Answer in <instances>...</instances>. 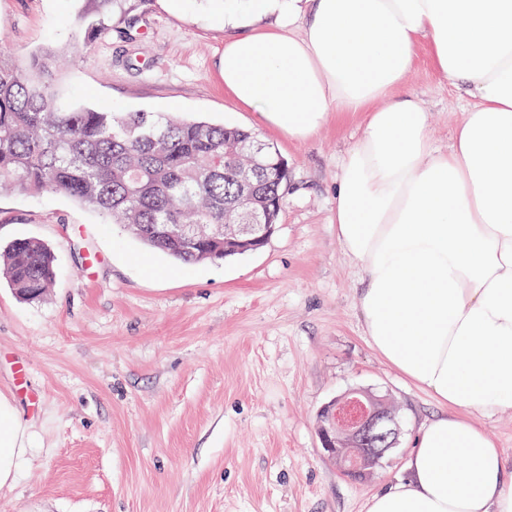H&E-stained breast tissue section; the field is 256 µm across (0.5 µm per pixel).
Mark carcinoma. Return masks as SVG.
<instances>
[{
  "instance_id": "carcinoma-1",
  "label": "carcinoma",
  "mask_w": 512,
  "mask_h": 512,
  "mask_svg": "<svg viewBox=\"0 0 512 512\" xmlns=\"http://www.w3.org/2000/svg\"><path fill=\"white\" fill-rule=\"evenodd\" d=\"M72 50L82 55L104 29L113 0H88ZM61 52L25 60L0 44V191H54L121 224L145 248L181 265L224 259V239L247 219L236 206L238 145L255 141L241 127L186 120L168 112L58 107ZM276 149L253 156V205L275 210L288 188ZM203 225L211 241L182 248L175 236ZM0 273L35 301L50 287L54 257L41 242L16 239L0 253Z\"/></svg>"
}]
</instances>
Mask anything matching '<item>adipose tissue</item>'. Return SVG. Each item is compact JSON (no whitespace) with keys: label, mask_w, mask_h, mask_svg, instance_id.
I'll return each mask as SVG.
<instances>
[{"label":"adipose tissue","mask_w":512,"mask_h":512,"mask_svg":"<svg viewBox=\"0 0 512 512\" xmlns=\"http://www.w3.org/2000/svg\"><path fill=\"white\" fill-rule=\"evenodd\" d=\"M224 91L305 142L358 114L333 222L359 268L382 357L449 411L367 512H512V479L474 415L512 410V0H220ZM472 106L448 149L402 87L419 46ZM0 398V487L23 466Z\"/></svg>","instance_id":"adipose-tissue-1"}]
</instances>
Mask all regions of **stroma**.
Here are the masks:
<instances>
[{"instance_id":"obj_1","label":"stroma","mask_w":512,"mask_h":512,"mask_svg":"<svg viewBox=\"0 0 512 512\" xmlns=\"http://www.w3.org/2000/svg\"><path fill=\"white\" fill-rule=\"evenodd\" d=\"M86 0H0V42L17 57L69 49ZM210 0H114L107 32L60 73L61 107L176 112L248 129L290 180L259 251L179 267L123 226L58 192L0 194V246L47 245L55 278L37 302L0 276V396L25 429L19 480L0 512H366L406 475L434 397L389 366L364 334L360 273L332 222L336 173L360 133L329 117L296 143L237 107L219 63ZM405 88L447 148L464 90L418 50ZM360 389L389 398L399 442L353 481L318 437L321 408Z\"/></svg>"}]
</instances>
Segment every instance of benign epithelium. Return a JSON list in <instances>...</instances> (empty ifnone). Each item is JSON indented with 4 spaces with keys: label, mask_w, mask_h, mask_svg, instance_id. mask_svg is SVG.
Segmentation results:
<instances>
[{
    "label": "benign epithelium",
    "mask_w": 512,
    "mask_h": 512,
    "mask_svg": "<svg viewBox=\"0 0 512 512\" xmlns=\"http://www.w3.org/2000/svg\"><path fill=\"white\" fill-rule=\"evenodd\" d=\"M272 232L266 211L252 209L248 223L240 225L236 235L258 247ZM399 434V419L389 405L362 390L345 393L320 412L321 448L351 478L375 471L397 447Z\"/></svg>",
    "instance_id": "7a95c632"
}]
</instances>
